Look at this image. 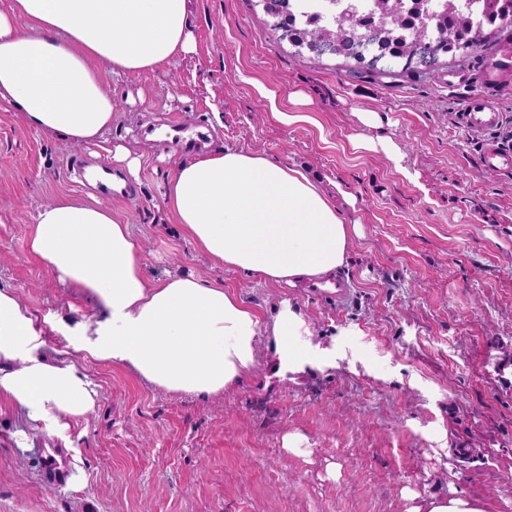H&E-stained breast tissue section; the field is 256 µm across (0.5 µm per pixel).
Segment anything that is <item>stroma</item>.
Segmentation results:
<instances>
[{
	"label": "stroma",
	"instance_id": "1",
	"mask_svg": "<svg viewBox=\"0 0 512 512\" xmlns=\"http://www.w3.org/2000/svg\"><path fill=\"white\" fill-rule=\"evenodd\" d=\"M190 11L191 52L111 77L112 127L83 150L106 164L119 145L140 158L131 198L108 205L148 279L221 283L263 318L289 300L320 353L285 366L258 337L241 383L198 398L73 351L59 319L100 312L26 244L38 206L94 202L68 175L83 150L1 107L0 287L29 308L48 355L69 353L89 376L97 404L59 436L0 402V512H409L433 494L512 512V172L480 163L485 141L512 146V85L482 83L477 53L428 78H354L345 59L278 40L257 0H190ZM476 93L497 102V131L459 124ZM289 112L308 119L288 124ZM172 116L208 131L209 148L250 149L346 192L356 231L337 273L344 303L215 265L165 216V182L187 156L144 130ZM356 138L391 139L407 174ZM53 447L68 452L63 486L40 480Z\"/></svg>",
	"mask_w": 512,
	"mask_h": 512
}]
</instances>
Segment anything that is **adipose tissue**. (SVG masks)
<instances>
[{
	"instance_id": "adipose-tissue-1",
	"label": "adipose tissue",
	"mask_w": 512,
	"mask_h": 512,
	"mask_svg": "<svg viewBox=\"0 0 512 512\" xmlns=\"http://www.w3.org/2000/svg\"><path fill=\"white\" fill-rule=\"evenodd\" d=\"M189 0H13L0 10V105L48 137L92 144L112 127L111 76L151 71L191 50ZM163 207L215 264L269 285L335 275L351 228L301 168L216 148L169 176ZM54 275L90 294L100 317L70 328L75 351L168 394L213 397L257 363L269 337L300 365L308 330L290 302L259 318L223 285L148 280L141 246L111 208L60 199L41 206L27 241ZM46 340L13 289L0 287V400L51 433L95 406L89 377Z\"/></svg>"
}]
</instances>
